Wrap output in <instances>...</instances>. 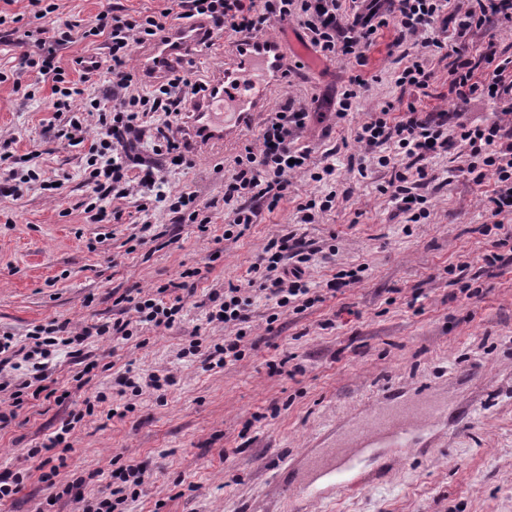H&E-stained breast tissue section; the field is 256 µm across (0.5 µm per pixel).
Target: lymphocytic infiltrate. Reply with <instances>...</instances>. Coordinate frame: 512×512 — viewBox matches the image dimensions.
Returning a JSON list of instances; mask_svg holds the SVG:
<instances>
[{
	"instance_id": "1",
	"label": "lymphocytic infiltrate",
	"mask_w": 512,
	"mask_h": 512,
	"mask_svg": "<svg viewBox=\"0 0 512 512\" xmlns=\"http://www.w3.org/2000/svg\"><path fill=\"white\" fill-rule=\"evenodd\" d=\"M169 7L139 19L121 13L99 14L85 36L103 37L104 60L75 58L79 79L59 70L57 56L74 40L76 25L56 17L52 0H29L40 25L27 31L37 48L27 56L25 65L38 75L51 79V107L67 113L59 126L57 138L69 145L87 144L85 171L91 189L86 205L95 222H103L108 199L136 196L139 210L149 213L153 201L151 186L164 180L166 169L153 164L137 152L148 113L162 112L179 117L182 104L196 95L197 83L189 73L171 70L165 82L150 92H143L136 75L128 70L131 48L157 40L159 35L177 25L206 17L213 34L237 37L255 35L276 22L295 21L305 30L311 43L323 57L355 58L365 63L368 50L380 32L394 28V47L401 51L405 67L396 83L412 96L406 110L396 112L386 105L370 113L357 132L360 153L356 160L359 174L369 166L391 168L385 191L411 222L428 218V198L423 188L432 175L428 159L436 153L456 150L460 161L459 176L474 183L493 177L494 189L486 201L494 214L512 212V52L502 49L497 39L489 37L492 29L512 30V0H359L356 10H348L344 0H169ZM449 17V32H442V17ZM446 53L450 87L458 100L487 97L499 105L494 119L479 123L465 122L459 112H426L421 102L431 97L433 71L428 62L433 53ZM104 70L111 74L112 98L103 100L86 92L91 74ZM309 114L303 106L285 104L270 112L259 127L252 143L235 161L224 179L223 201L232 217L225 230V240H238L253 224L261 210H275L295 175L307 172L312 180L322 181L332 175V166L309 172L311 149L299 145ZM95 125L97 135L86 140L88 125ZM38 151L28 153L26 169L15 168L11 155L0 154V195L18 193L23 185L50 182L40 179ZM296 260L294 269L282 265L284 257ZM312 251L301 248L295 233L283 232L271 240L251 266L249 286L275 299L277 307L296 310L314 304L315 298L305 277V264ZM250 301L238 287L224 291V300L213 315L234 328V335L223 344L214 345L208 358L215 365L237 362L245 356V337L250 323ZM183 309L181 296L171 302L144 297L133 306L134 319H116L101 325L86 326L80 332H67L65 325L50 322L32 332V343L24 347L12 336H0V393L9 392L13 407H21L25 389L35 393L45 390L47 362L57 347L71 348L81 354L92 337L127 340L133 326L146 323L171 327ZM31 365V376L18 390H11L8 370L18 361Z\"/></svg>"
}]
</instances>
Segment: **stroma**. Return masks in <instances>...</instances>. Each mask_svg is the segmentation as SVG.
Returning a JSON list of instances; mask_svg holds the SVG:
<instances>
[{
	"label": "stroma",
	"mask_w": 512,
	"mask_h": 512,
	"mask_svg": "<svg viewBox=\"0 0 512 512\" xmlns=\"http://www.w3.org/2000/svg\"><path fill=\"white\" fill-rule=\"evenodd\" d=\"M62 18L89 24L106 10L147 15L165 0H55ZM10 20L0 25V71L17 69L30 50L24 33L33 15L29 0H0ZM394 29L382 32L365 64L328 60L308 48L289 84L272 81L262 109L246 125L194 151L193 168L168 176L161 194L195 192L216 201L208 233L177 223L164 205L148 219L156 240H134L140 215L134 198L107 200L109 219L85 213L89 188L85 146L58 141L50 106L51 85L34 97L0 83V153L23 162L33 147L43 152L45 180H61L58 195L32 186L0 196V334L25 341L53 320L75 325L112 322L123 315L119 296L138 298L193 274L183 316L171 328L146 325L128 340H88L80 357L61 349L47 370L52 399H26L0 432V473L23 478L0 512H83L113 488L112 458L146 466L144 485L127 487L118 512H512V248H495L493 224L512 226V213L494 215L482 201L494 181L455 176L453 155L428 160L430 215L408 222L383 194L387 168L367 176L351 170L357 126L386 103L405 108L396 86L402 64L391 54ZM435 91L426 112L462 110L470 119L493 118L494 101L457 105L448 90V67L432 56ZM369 78L371 89L345 119H337L339 94L349 76ZM294 98L310 114L300 143L312 147V165H334L329 181L294 178L287 197L258 215L235 241L224 240L227 211L219 200L224 177L264 114ZM335 190L333 209L316 223L296 221V206ZM315 249L306 277L321 302L302 312L277 311L261 293L251 296L252 322L241 361L218 367L204 356L223 342V324L210 321L211 293L249 279L256 256L285 227ZM501 258L486 269L484 257ZM470 263L474 295L452 286L449 266ZM363 267L360 283L332 292L339 270ZM275 323H268L270 314ZM202 354L183 356L191 341ZM88 372L86 384L75 377ZM141 381L173 375L161 391L120 395L126 374ZM401 387L405 401L433 389L468 411L419 434L403 462L388 448L374 450L365 470L391 467L389 479L350 495L333 491L320 501L275 493L282 473H296L324 447L336 427L367 409L382 391ZM83 413L70 432L71 448L53 483L39 479L41 447L67 418Z\"/></svg>",
	"instance_id": "stroma-1"
}]
</instances>
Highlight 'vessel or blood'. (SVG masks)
<instances>
[{
    "label": "vessel or blood",
    "mask_w": 512,
    "mask_h": 512,
    "mask_svg": "<svg viewBox=\"0 0 512 512\" xmlns=\"http://www.w3.org/2000/svg\"><path fill=\"white\" fill-rule=\"evenodd\" d=\"M209 44L206 21L180 25L155 44L143 66L148 73H157L186 49L202 51ZM283 64L277 40L242 38L225 60L223 71L193 101L191 123L194 137L209 139L223 136L224 125L218 113L226 107H234L243 117L259 109L264 103L260 79H273ZM397 396V391L391 390L374 399L367 415L355 418L337 437L334 447L311 459L308 468L296 475L293 483L297 489L310 497H320L318 481L323 477L342 492L352 493L372 486V479L361 475L363 450L388 446L399 453L412 452L419 432L430 428L449 411L447 403L436 401L399 406L395 403Z\"/></svg>",
    "instance_id": "1"
}]
</instances>
